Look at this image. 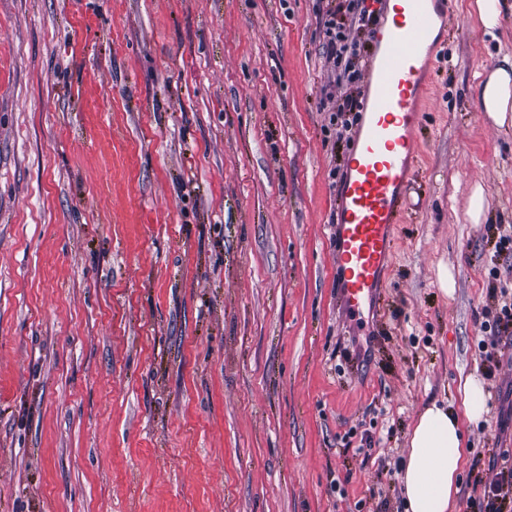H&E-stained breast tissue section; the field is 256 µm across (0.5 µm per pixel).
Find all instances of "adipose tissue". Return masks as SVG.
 <instances>
[{"label":"adipose tissue","instance_id":"obj_1","mask_svg":"<svg viewBox=\"0 0 512 512\" xmlns=\"http://www.w3.org/2000/svg\"><path fill=\"white\" fill-rule=\"evenodd\" d=\"M480 108L495 124L512 120V51L499 53L495 66L476 86ZM464 453L457 414L431 404L409 435V449L399 480L406 512H452Z\"/></svg>","mask_w":512,"mask_h":512}]
</instances>
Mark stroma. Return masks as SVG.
Instances as JSON below:
<instances>
[{"label": "stroma", "instance_id": "obj_1", "mask_svg": "<svg viewBox=\"0 0 512 512\" xmlns=\"http://www.w3.org/2000/svg\"><path fill=\"white\" fill-rule=\"evenodd\" d=\"M471 2L435 42L382 317L358 325L327 0H0V512H404L434 403L478 512L512 454V334L482 327L512 290V125L474 87L512 0L493 40ZM464 408L467 417L479 419L485 410V394L482 381L469 376L464 384Z\"/></svg>", "mask_w": 512, "mask_h": 512}]
</instances>
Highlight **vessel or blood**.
<instances>
[{"label": "vessel or blood", "mask_w": 512, "mask_h": 512, "mask_svg": "<svg viewBox=\"0 0 512 512\" xmlns=\"http://www.w3.org/2000/svg\"><path fill=\"white\" fill-rule=\"evenodd\" d=\"M387 22L366 89L369 111L343 182L336 224L338 289L347 315L374 305L413 188L427 47L447 13L438 0H384Z\"/></svg>", "instance_id": "1"}]
</instances>
